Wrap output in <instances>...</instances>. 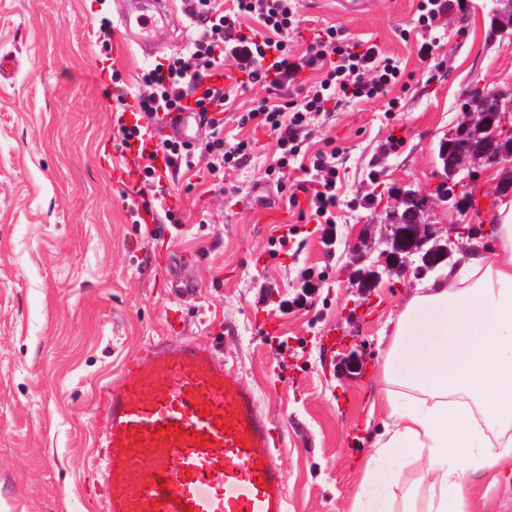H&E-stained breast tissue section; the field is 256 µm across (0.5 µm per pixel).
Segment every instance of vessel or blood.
<instances>
[{
	"label": "vessel or blood",
	"instance_id": "1",
	"mask_svg": "<svg viewBox=\"0 0 512 512\" xmlns=\"http://www.w3.org/2000/svg\"><path fill=\"white\" fill-rule=\"evenodd\" d=\"M118 12L123 46L151 57L180 0ZM341 18L371 15L380 0H336ZM146 139L194 143L204 121L185 110L141 113ZM138 157L113 164L128 197ZM126 379L99 391L107 454L104 512H288L274 430L251 387L231 376L216 346L161 337L124 364Z\"/></svg>",
	"mask_w": 512,
	"mask_h": 512
}]
</instances>
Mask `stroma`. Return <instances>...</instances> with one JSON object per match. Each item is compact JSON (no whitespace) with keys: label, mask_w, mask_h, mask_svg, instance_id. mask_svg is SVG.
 Segmentation results:
<instances>
[{"label":"stroma","mask_w":512,"mask_h":512,"mask_svg":"<svg viewBox=\"0 0 512 512\" xmlns=\"http://www.w3.org/2000/svg\"><path fill=\"white\" fill-rule=\"evenodd\" d=\"M469 2V23L449 21L430 66L412 31L417 0H383L344 23L335 0H299L295 44L339 23L400 60L399 110L363 101L320 119L310 151L333 145L342 158L335 227L302 222L308 194L289 197L265 177L274 137L230 120L226 136L252 141L255 156L222 192L205 159L169 174L176 228L112 179L149 67L137 48L118 56L100 40L115 0H0V54L19 63L0 80V512H103L97 390L162 336L215 342L254 389L282 440L288 512H347L381 427L380 338L419 283L358 278L384 247L385 211L401 187L433 192L438 145L475 91L507 92L512 131V0ZM503 174L485 167L471 186L476 235L460 239L455 261L486 249ZM179 282L194 297L175 293ZM466 495L476 512H501L512 466L478 476Z\"/></svg>","instance_id":"1"}]
</instances>
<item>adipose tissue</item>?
Wrapping results in <instances>:
<instances>
[{
	"instance_id": "1",
	"label": "adipose tissue",
	"mask_w": 512,
	"mask_h": 512,
	"mask_svg": "<svg viewBox=\"0 0 512 512\" xmlns=\"http://www.w3.org/2000/svg\"><path fill=\"white\" fill-rule=\"evenodd\" d=\"M385 415L348 512H470L471 476L512 459V201L484 256L417 288L392 324ZM412 464L415 477L403 467Z\"/></svg>"
}]
</instances>
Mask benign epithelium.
<instances>
[{"mask_svg":"<svg viewBox=\"0 0 512 512\" xmlns=\"http://www.w3.org/2000/svg\"><path fill=\"white\" fill-rule=\"evenodd\" d=\"M440 159L446 167V176L442 177L436 188L437 195L441 201L463 210L469 205L464 192L479 180L481 170L469 168L464 172L455 165L448 166L446 151L440 153ZM397 196L398 205L387 215L388 226L392 230L387 243L391 246L397 238L402 241V249L385 253L383 268L372 271V278L376 282L385 275L403 278L412 272L424 276L452 257L448 238L442 235L440 225L423 221L425 212L431 207V199L404 188L397 192Z\"/></svg>","mask_w":512,"mask_h":512,"instance_id":"1","label":"benign epithelium"}]
</instances>
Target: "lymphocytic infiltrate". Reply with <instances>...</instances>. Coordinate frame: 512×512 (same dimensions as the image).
I'll list each match as a JSON object with an SVG mask.
<instances>
[{"instance_id":"1","label":"lymphocytic infiltrate","mask_w":512,"mask_h":512,"mask_svg":"<svg viewBox=\"0 0 512 512\" xmlns=\"http://www.w3.org/2000/svg\"><path fill=\"white\" fill-rule=\"evenodd\" d=\"M454 0H419L414 23L424 40L422 59H430L435 48L432 31L448 16ZM196 23L190 40L178 53L163 59L144 73L145 88L140 108L145 112H167L182 108L193 99L196 108H205L200 89L213 72L224 66L242 74L243 85H262L267 95L237 119L239 125L260 126L276 139V154L265 170L278 188H286L288 174L300 156L310 155L306 167L309 184L307 220L315 224H335L339 205L337 152L309 153L308 141L320 116L331 114L350 103L384 100L387 111H394L398 98L391 91L401 81L398 62L367 42L351 40L345 29L329 26L319 30L304 52H296L288 40L298 24L296 0H194L189 8ZM256 18L259 28L243 29L241 20ZM317 70L319 81L303 86L298 77L303 70ZM205 145L207 168L217 180L241 169L251 158L248 141L230 142L224 138V123L209 119ZM122 147L137 146L142 163L144 207H152L168 194L156 174L157 161L166 168L193 167L194 151L164 141H144L138 125H122Z\"/></svg>"}]
</instances>
